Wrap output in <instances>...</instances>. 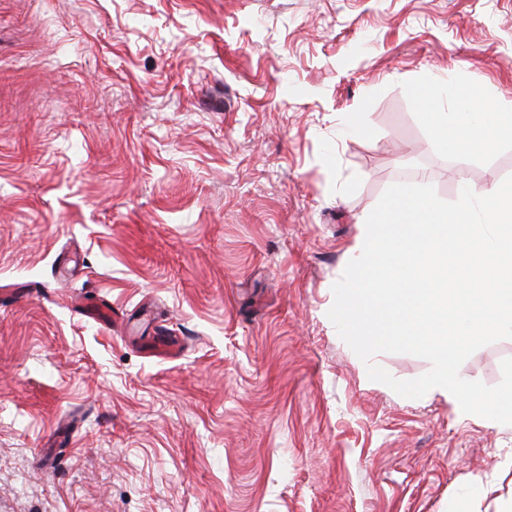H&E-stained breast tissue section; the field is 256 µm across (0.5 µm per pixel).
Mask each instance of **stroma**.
<instances>
[{"instance_id": "stroma-1", "label": "stroma", "mask_w": 512, "mask_h": 512, "mask_svg": "<svg viewBox=\"0 0 512 512\" xmlns=\"http://www.w3.org/2000/svg\"><path fill=\"white\" fill-rule=\"evenodd\" d=\"M433 79L512 113V0H0V512H512V425L370 380L327 316L390 185L512 175ZM82 307L85 316L108 328L116 327L121 321V317L115 309L102 307L95 303H84Z\"/></svg>"}]
</instances>
